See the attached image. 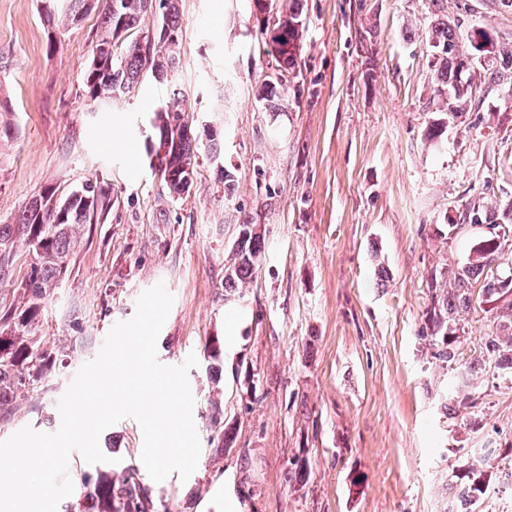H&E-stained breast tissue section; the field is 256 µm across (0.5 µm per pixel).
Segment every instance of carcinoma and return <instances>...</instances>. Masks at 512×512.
Returning a JSON list of instances; mask_svg holds the SVG:
<instances>
[{"mask_svg":"<svg viewBox=\"0 0 512 512\" xmlns=\"http://www.w3.org/2000/svg\"><path fill=\"white\" fill-rule=\"evenodd\" d=\"M159 8L161 28L153 38L152 48L146 50L139 39H129L149 14L146 0H105L93 64L86 77L94 99L118 98L129 93L147 67L160 79L175 76L180 64L178 0H159ZM300 17L301 11L295 7L281 16L279 50L275 56L279 70L277 84L262 85L259 96L265 100L276 95V86H284L288 73L298 65L296 49L301 27L292 28L288 22H298ZM121 22L127 37L120 41L116 38V29ZM458 39L459 34L446 20L435 24L430 37L432 47L441 53L439 74L448 89V114L451 116L463 111L473 94L474 69L471 63L455 54ZM505 63L512 65L511 51L500 50L481 64L488 86L498 85L508 78L498 69V65ZM185 112L184 94L178 89L173 91L164 108L155 112L154 127L158 137L150 154L155 169L162 173L166 201L190 192L194 184L196 139L177 133L173 127V121ZM111 201L112 190L101 181L87 183L64 198L56 197V190L49 189L25 205L17 223L0 224V280L13 262L18 240L25 242L30 255L23 285L29 302L20 312H7L0 317V418L3 420L10 416L7 405L16 392L44 377L53 366V352L39 337L32 335L33 323L42 300L58 287L66 274L67 260L82 226L107 210ZM457 213L460 224H484L495 230L512 224V203L490 213L479 202L468 198L458 206ZM264 253L265 240L257 232L234 242L230 264L225 268V292H233L252 279ZM502 256V246L485 237L466 264L431 273L429 288L435 294L431 297V309L427 311L426 329L430 331V338L437 341L438 358L448 362L455 359L458 339L465 333L460 313L471 308L473 284L480 281L484 302L489 304L488 312L494 315L495 324V331L485 343L486 350L491 356L512 360V274L508 275V282L503 277L485 274L501 265ZM484 479L481 473L472 478L471 483L459 487L462 500L477 501L483 494ZM87 487L79 503L81 512H156L151 493L130 465L123 468L122 477L114 478L101 472L95 480L87 481Z\"/></svg>","mask_w":512,"mask_h":512,"instance_id":"carcinoma-1","label":"carcinoma"}]
</instances>
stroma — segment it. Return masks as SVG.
<instances>
[{
    "mask_svg": "<svg viewBox=\"0 0 512 512\" xmlns=\"http://www.w3.org/2000/svg\"><path fill=\"white\" fill-rule=\"evenodd\" d=\"M0 0V224L34 196L87 179L112 188L111 207L83 228L34 333L56 364L18 394L0 441L24 427L58 430V402L110 329L146 290L175 302L157 341L162 364L189 372L201 443L188 480L148 481L173 512H512V370L482 359L493 318L474 293L453 362L423 338L432 270L456 267L481 235L448 234L461 197L496 209L512 201V82L475 85L478 109L452 118L439 144L438 19L482 30L512 49V7L501 0H300L298 68L288 109L258 96L275 80L264 52L273 0H180L175 80L143 71L133 91L103 103L85 77L99 12L73 25L63 5ZM201 149L190 194L161 209L150 166L153 112L173 89ZM232 176V194L224 192ZM266 241L249 283L224 293V265L243 218ZM30 257L18 244L0 279V315L23 307ZM220 345L219 359L208 346ZM471 404L444 407L459 391ZM230 442H223V429ZM100 446L140 465L143 433L130 418ZM493 465L477 505L457 494L481 461Z\"/></svg>",
    "mask_w": 512,
    "mask_h": 512,
    "instance_id": "stroma-1",
    "label": "stroma"
}]
</instances>
